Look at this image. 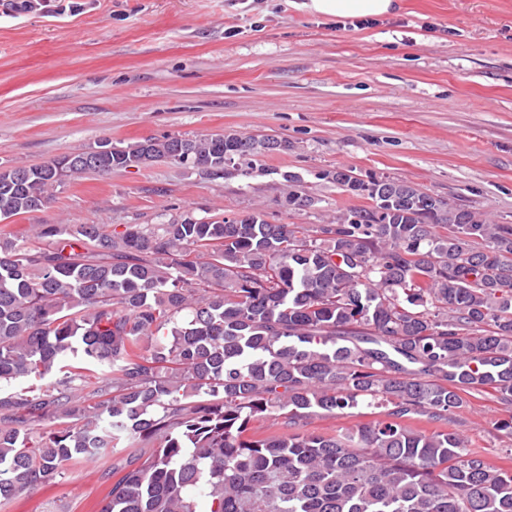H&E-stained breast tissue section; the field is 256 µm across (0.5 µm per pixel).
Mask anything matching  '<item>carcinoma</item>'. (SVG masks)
<instances>
[{
  "label": "carcinoma",
  "instance_id": "carcinoma-1",
  "mask_svg": "<svg viewBox=\"0 0 512 512\" xmlns=\"http://www.w3.org/2000/svg\"><path fill=\"white\" fill-rule=\"evenodd\" d=\"M98 147L0 167V220L41 210L78 175L177 164L181 150L208 176L229 174L227 154L251 176L289 142ZM317 178L366 203L309 226L187 214L0 238V501L141 441L152 452L99 512H512V470L448 428L475 392L512 407V224L400 179ZM283 180L289 209L320 202ZM360 409L379 417L304 430ZM260 419L278 431L255 435ZM45 421L58 428L37 433ZM352 416H314L306 424L305 429L309 432L322 435H335L344 432L360 422H367L374 419V415H363L358 410L353 411Z\"/></svg>",
  "mask_w": 512,
  "mask_h": 512
}]
</instances>
